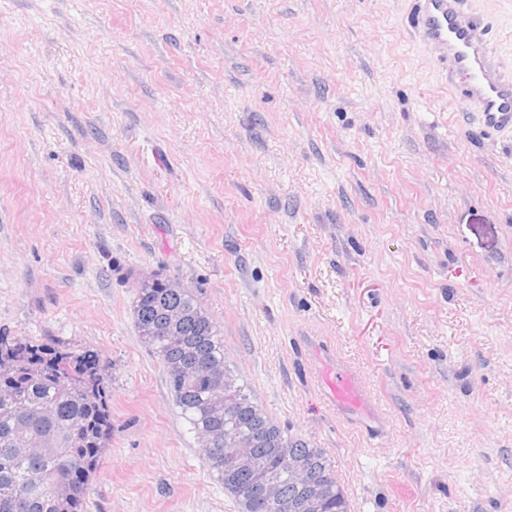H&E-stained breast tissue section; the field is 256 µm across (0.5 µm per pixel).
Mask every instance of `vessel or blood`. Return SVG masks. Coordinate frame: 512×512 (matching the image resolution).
Segmentation results:
<instances>
[{
    "mask_svg": "<svg viewBox=\"0 0 512 512\" xmlns=\"http://www.w3.org/2000/svg\"><path fill=\"white\" fill-rule=\"evenodd\" d=\"M472 0H410L408 33L434 55L460 111L475 114L486 133L512 137V63L491 49L486 23L471 11ZM336 404L361 403L371 395L359 376L337 362L328 384Z\"/></svg>",
    "mask_w": 512,
    "mask_h": 512,
    "instance_id": "vessel-or-blood-1",
    "label": "vessel or blood"
}]
</instances>
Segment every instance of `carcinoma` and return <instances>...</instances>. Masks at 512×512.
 Wrapping results in <instances>:
<instances>
[{
  "mask_svg": "<svg viewBox=\"0 0 512 512\" xmlns=\"http://www.w3.org/2000/svg\"><path fill=\"white\" fill-rule=\"evenodd\" d=\"M133 317L166 369L175 405L209 470L241 512L269 507L256 471L224 459L226 433L252 443L254 462L272 471L290 502L303 490L288 475V460L319 477L333 470L323 449L288 434L238 384L224 336L190 289L139 282ZM110 428L102 366L93 355L0 335V512H83ZM321 512H350L343 488L328 489Z\"/></svg>",
  "mask_w": 512,
  "mask_h": 512,
  "instance_id": "obj_1",
  "label": "carcinoma"
}]
</instances>
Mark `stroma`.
<instances>
[{
  "label": "stroma",
  "mask_w": 512,
  "mask_h": 512,
  "mask_svg": "<svg viewBox=\"0 0 512 512\" xmlns=\"http://www.w3.org/2000/svg\"><path fill=\"white\" fill-rule=\"evenodd\" d=\"M403 0H0V333L98 353L83 512H239L133 322L191 289L351 512H512V141ZM512 63V0H477ZM374 396L324 400L322 351Z\"/></svg>",
  "instance_id": "35a3bbf8"
}]
</instances>
